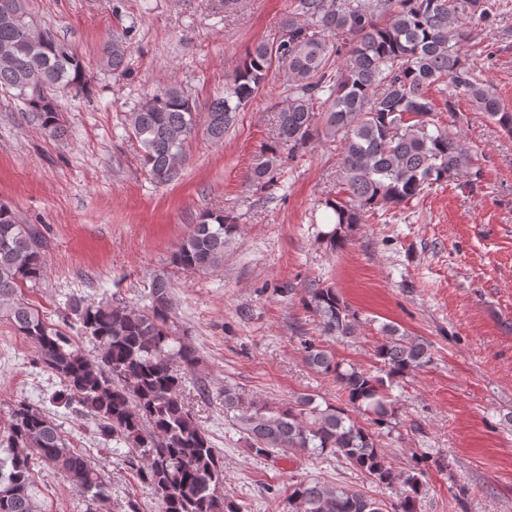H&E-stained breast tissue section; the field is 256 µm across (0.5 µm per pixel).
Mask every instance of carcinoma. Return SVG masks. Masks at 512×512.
<instances>
[{
	"label": "carcinoma",
	"mask_w": 512,
	"mask_h": 512,
	"mask_svg": "<svg viewBox=\"0 0 512 512\" xmlns=\"http://www.w3.org/2000/svg\"><path fill=\"white\" fill-rule=\"evenodd\" d=\"M304 20L290 16L284 37L253 45L224 89L212 101L206 133L221 142L237 112L267 84L273 68L288 71V96L277 112L276 137L254 169V183L276 186L277 172L320 142L337 144L343 180L340 199H326L336 225L317 237L333 248L345 229L362 224L383 206L397 208L430 186L470 173L473 159L449 128L436 123L431 89L448 109L464 95L501 130L512 135V111L476 75L465 53L467 25L489 20L493 0H298ZM25 0H0V89L15 96L48 136L63 134L58 98L88 84L83 58L49 30L35 39ZM127 49L115 40L107 51L114 71L125 68ZM197 113L185 92L171 86L125 114V128L140 146L141 160L159 183L173 181L185 160V145ZM234 218L206 213L174 254L183 270L207 271L224 261V244L235 234ZM45 237L0 203V314L29 340L37 363L54 373L61 390L55 402L95 420L97 433L127 451L119 461L149 486L162 512H243L224 494V458L182 396L196 379L197 351L172 330L170 282L154 279L150 305L136 310L117 302L74 299L80 335L98 349L90 358L46 320L23 296L45 272ZM305 304L323 330L340 339L357 334L360 317L336 291L308 289ZM374 374L336 360L328 350L304 342V358L331 377L346 407L321 405L303 395L288 405L246 399L224 386V409L236 413L250 450L258 457L277 451L333 456L381 491L300 479L288 485V512H418L423 478L445 462L416 457L397 471L379 443L397 415L393 381L431 362L429 346L385 325ZM368 417L363 425L350 410ZM0 512H41L31 491L33 467H51L84 494L91 509L108 496L100 467L71 448L46 412L25 402L9 410L0 435Z\"/></svg>",
	"instance_id": "carcinoma-1"
}]
</instances>
